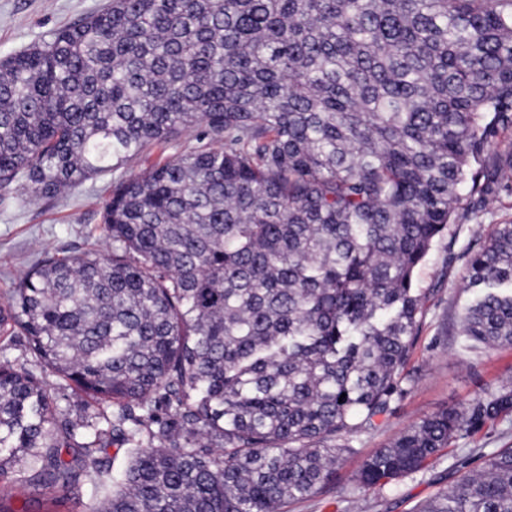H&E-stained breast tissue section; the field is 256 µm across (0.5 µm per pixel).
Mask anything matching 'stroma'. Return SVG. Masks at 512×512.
<instances>
[{
  "label": "stroma",
  "mask_w": 512,
  "mask_h": 512,
  "mask_svg": "<svg viewBox=\"0 0 512 512\" xmlns=\"http://www.w3.org/2000/svg\"><path fill=\"white\" fill-rule=\"evenodd\" d=\"M107 0H0V61L38 42L60 27L97 13ZM111 173L85 180L67 194L28 201L22 189L6 194L0 205V297L43 252L74 256L89 249L111 253L100 236L103 205L110 196ZM453 225L459 230L454 249L437 244L416 272L419 288L428 291L413 353L405 368L404 392L382 425L351 441L336 477L316 496L292 502L288 512H344L348 500L363 497L365 512H417L419 506L448 489L458 470L481 467L486 455L512 447V421L485 426L431 460L423 470L383 489L359 492L354 477L375 449L387 446L407 424L441 409L460 406L512 380V347L464 353L457 336L458 316L471 300L462 287L469 256L481 240L472 225L492 230L512 223V197L478 202L461 191ZM0 506L10 512H70V504L25 483H0Z\"/></svg>",
  "instance_id": "35a3bbf8"
}]
</instances>
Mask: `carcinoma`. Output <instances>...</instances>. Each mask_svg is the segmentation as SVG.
<instances>
[{"label": "carcinoma", "instance_id": "carcinoma-1", "mask_svg": "<svg viewBox=\"0 0 512 512\" xmlns=\"http://www.w3.org/2000/svg\"><path fill=\"white\" fill-rule=\"evenodd\" d=\"M205 128L207 142L184 146ZM512 0H111L0 62V190L112 180V254L0 302V480L79 512H285L393 413L458 188L512 194ZM469 353L512 346V224L468 261ZM23 337L34 368L4 354ZM54 380L49 381L45 373ZM68 390L95 422L71 419ZM512 417V382L412 422L383 489ZM130 459L118 474L113 442ZM99 507L75 493L80 476ZM419 512H512V448Z\"/></svg>", "mask_w": 512, "mask_h": 512}]
</instances>
